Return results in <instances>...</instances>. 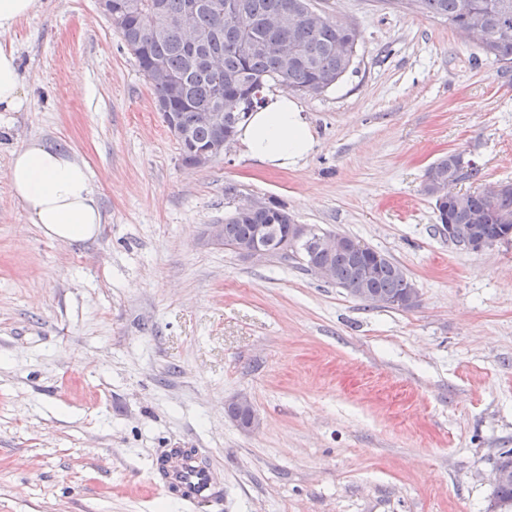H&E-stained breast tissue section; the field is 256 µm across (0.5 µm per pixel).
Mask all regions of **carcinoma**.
<instances>
[{"label":"carcinoma","instance_id":"obj_1","mask_svg":"<svg viewBox=\"0 0 512 512\" xmlns=\"http://www.w3.org/2000/svg\"><path fill=\"white\" fill-rule=\"evenodd\" d=\"M197 2L192 30L197 38L186 39L183 29L173 27L191 2ZM112 26L136 59L149 81L156 108L163 121H176L187 132L180 145L182 161L195 164L198 151L216 139L215 129L204 121L208 112L224 113V121L241 122L265 101L269 81L287 83L301 94H320L337 85L350 69L349 61L336 56L340 40L359 45L358 29H344L311 0H237L242 21L237 28L224 24L217 14L225 0H114ZM503 0H405V7L427 12L449 26H459L468 19V8L481 11L490 20V37L484 54L498 61L512 62V13L499 18ZM295 6L302 18L293 26L276 25L274 20ZM286 42L297 49L299 57H284L271 50ZM217 54L222 68L212 70L207 58ZM480 170L469 164L463 173L453 159L444 155L431 163L425 177L446 184L476 179ZM442 224L455 225L456 244L471 235V225L478 224L484 237L495 242L512 233V182L506 181L495 194L484 191L467 194L461 201L444 197L435 202ZM293 217L285 205L272 201L264 211L236 210L224 219L221 244L231 250L251 242L258 225H273L276 241L270 246L272 256L287 255L326 266L334 273L333 283L348 294L374 307L395 308L416 293L406 271L391 260L358 261L342 252L312 255L295 246L282 251L288 239ZM497 508L512 512V479L493 492Z\"/></svg>","mask_w":512,"mask_h":512}]
</instances>
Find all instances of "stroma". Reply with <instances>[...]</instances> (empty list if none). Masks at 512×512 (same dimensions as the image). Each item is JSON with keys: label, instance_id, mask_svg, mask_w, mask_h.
Returning <instances> with one entry per match:
<instances>
[{"label": "stroma", "instance_id": "stroma-1", "mask_svg": "<svg viewBox=\"0 0 512 512\" xmlns=\"http://www.w3.org/2000/svg\"><path fill=\"white\" fill-rule=\"evenodd\" d=\"M360 30L351 70L297 95L314 145L271 167L230 143L184 165L151 86L96 0H40L8 33L29 106L0 112V512H499L512 448V242L440 231L426 168L464 151L512 181V63L385 0H314ZM40 138L89 170L105 217L59 243L6 173ZM353 237L404 268L419 302L375 308L290 258L209 240L238 196ZM248 395L257 429L225 402ZM199 448L217 499L152 478ZM508 475L509 473L507 470H504L499 466L493 467V478L491 480V485L493 490L497 488L493 492V499L495 505L500 509L501 512L512 511V479L504 482L508 478Z\"/></svg>", "mask_w": 512, "mask_h": 512}]
</instances>
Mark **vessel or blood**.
<instances>
[{"instance_id": "b4317fda", "label": "vessel or blood", "mask_w": 512, "mask_h": 512, "mask_svg": "<svg viewBox=\"0 0 512 512\" xmlns=\"http://www.w3.org/2000/svg\"><path fill=\"white\" fill-rule=\"evenodd\" d=\"M153 475L164 490H176L190 504L217 498L220 485L205 455L196 448H168L160 453Z\"/></svg>"}]
</instances>
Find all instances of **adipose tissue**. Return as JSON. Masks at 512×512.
<instances>
[{
    "label": "adipose tissue",
    "instance_id": "obj_1",
    "mask_svg": "<svg viewBox=\"0 0 512 512\" xmlns=\"http://www.w3.org/2000/svg\"><path fill=\"white\" fill-rule=\"evenodd\" d=\"M28 105L16 53L0 46V112H20ZM247 156L273 167L294 164L311 150L308 120L292 94L268 95L250 112L237 134ZM7 178L29 223L60 242L96 237L104 222L86 165L70 153L39 139L14 151Z\"/></svg>",
    "mask_w": 512,
    "mask_h": 512
}]
</instances>
